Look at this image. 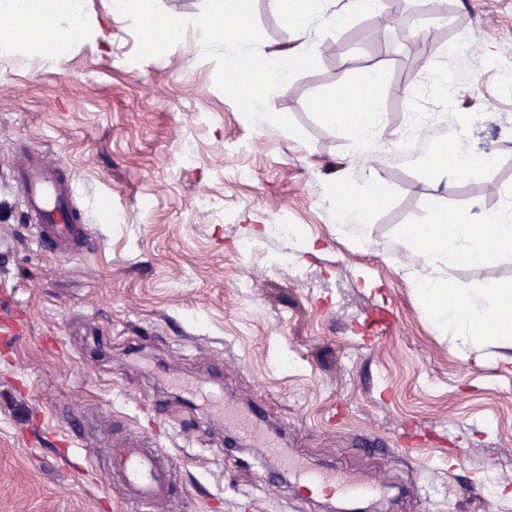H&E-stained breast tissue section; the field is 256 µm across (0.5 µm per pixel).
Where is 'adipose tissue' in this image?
I'll use <instances>...</instances> for the list:
<instances>
[{
	"label": "adipose tissue",
	"instance_id": "ef3b65f1",
	"mask_svg": "<svg viewBox=\"0 0 512 512\" xmlns=\"http://www.w3.org/2000/svg\"><path fill=\"white\" fill-rule=\"evenodd\" d=\"M50 23L49 41L36 42L29 28ZM107 35L101 21L90 16L84 0H0V56L35 55L51 64L61 63L84 44L99 45ZM382 83L379 72L362 82L336 90L321 110L324 122L352 131L360 152L371 150L363 136L376 120L375 102ZM374 180H367L359 199H351L343 187H335L331 206L340 207L348 224H362L368 203L380 196ZM348 224L336 227L345 235ZM512 256V208L483 214L473 222L466 212L437 211L430 223L409 226L404 247L395 258L405 270L414 291L427 299V318L434 328L450 336L459 353L474 365H482L484 346L498 348L502 361L512 363V289L491 284L472 293L451 287L445 277L428 273V266L442 270L451 266L482 267Z\"/></svg>",
	"mask_w": 512,
	"mask_h": 512
}]
</instances>
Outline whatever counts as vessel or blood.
I'll return each instance as SVG.
<instances>
[{"label": "vessel or blood", "mask_w": 512, "mask_h": 512, "mask_svg": "<svg viewBox=\"0 0 512 512\" xmlns=\"http://www.w3.org/2000/svg\"><path fill=\"white\" fill-rule=\"evenodd\" d=\"M15 181L23 188V203L33 218L32 236L43 249L60 252L77 240H88L89 229L74 202L71 180L31 162L18 167ZM267 455L277 467L294 472L297 484L331 488L350 504L373 498L378 488L306 466L284 454L277 440L266 442ZM113 476L124 497L147 507L167 505L173 494V462L164 449L141 439H127L112 450Z\"/></svg>", "instance_id": "b4317fda"}]
</instances>
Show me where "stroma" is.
Instances as JSON below:
<instances>
[{
  "label": "stroma",
  "instance_id": "stroma-1",
  "mask_svg": "<svg viewBox=\"0 0 512 512\" xmlns=\"http://www.w3.org/2000/svg\"><path fill=\"white\" fill-rule=\"evenodd\" d=\"M433 33L411 46L406 19L370 13L308 36L318 69L268 105L300 127L250 125L215 83L197 29L162 56L131 62L130 22L85 0L115 36L57 66L0 56V512H144L112 483L114 427L176 461L184 495L153 512H338L266 482L261 443L227 448L202 392L255 413L289 455L386 484L369 512H512V364L496 348L471 366L424 314L391 262L404 229L435 210L493 211L512 199V0H387ZM276 57L295 32L255 0ZM465 39V58L443 56ZM383 75L371 160L318 107L337 88ZM446 75L451 99L433 91ZM434 113L410 148L408 115ZM456 137L492 168L430 171ZM42 153L70 175L94 231L70 253L40 249L13 163ZM373 175L370 247L336 234L326 203ZM299 225L286 241L272 225ZM254 245L240 251L242 242ZM288 252L287 264L270 259ZM458 287L512 288V257L448 271ZM457 452L456 468L447 457Z\"/></svg>",
  "mask_w": 512,
  "mask_h": 512
}]
</instances>
